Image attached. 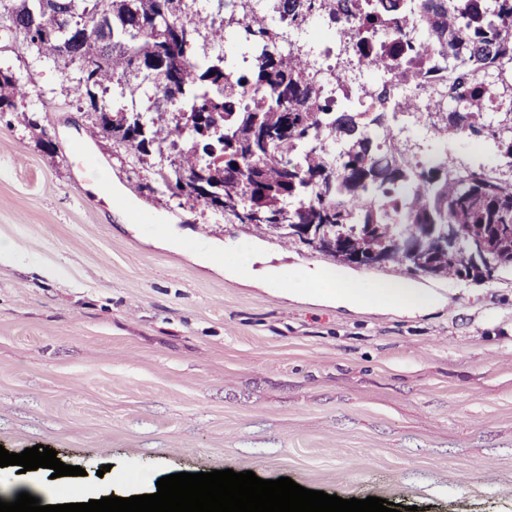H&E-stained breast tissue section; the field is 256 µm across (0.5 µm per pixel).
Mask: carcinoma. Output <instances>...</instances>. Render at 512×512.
I'll return each instance as SVG.
<instances>
[{
  "label": "carcinoma",
  "instance_id": "carcinoma-1",
  "mask_svg": "<svg viewBox=\"0 0 512 512\" xmlns=\"http://www.w3.org/2000/svg\"><path fill=\"white\" fill-rule=\"evenodd\" d=\"M0 0V20L41 58L78 64L73 93L96 115L91 135L112 136L144 163L177 155L156 181L175 195L265 225L287 241L293 224L334 236L372 224L362 255L404 232L432 274L488 280L512 269V180L482 163L456 168L448 140L483 136L512 166V0ZM249 17L234 53L251 57L226 74V15ZM359 27L354 45L373 77V111L345 90L334 101L314 80L310 48L278 46L282 25ZM450 70L428 83L430 63ZM26 92L0 69V112ZM496 122L488 120L493 99ZM426 111L434 149L410 164L392 117ZM206 112L208 134L193 114ZM454 234L446 252L433 239Z\"/></svg>",
  "mask_w": 512,
  "mask_h": 512
}]
</instances>
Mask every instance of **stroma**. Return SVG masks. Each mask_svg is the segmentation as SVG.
Segmentation results:
<instances>
[{
	"label": "stroma",
	"instance_id": "stroma-1",
	"mask_svg": "<svg viewBox=\"0 0 512 512\" xmlns=\"http://www.w3.org/2000/svg\"><path fill=\"white\" fill-rule=\"evenodd\" d=\"M0 68L27 89L0 112V445L41 444L79 476L0 467V499L151 492L231 469L396 512H512V272L483 282L345 264L158 186L92 138L72 67L0 26ZM110 186L139 222L93 195ZM292 275L341 268L414 281L434 307L350 309L282 293L225 261Z\"/></svg>",
	"mask_w": 512,
	"mask_h": 512
}]
</instances>
